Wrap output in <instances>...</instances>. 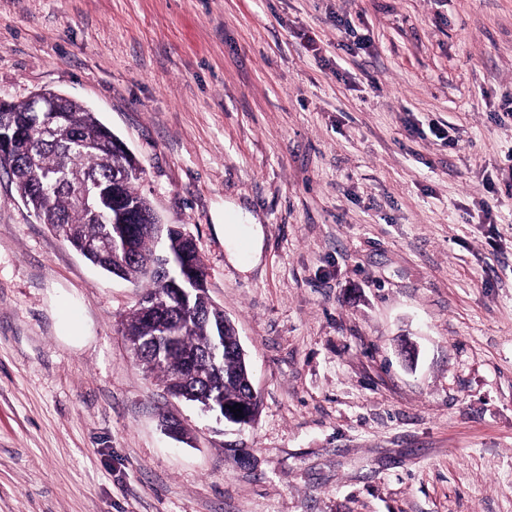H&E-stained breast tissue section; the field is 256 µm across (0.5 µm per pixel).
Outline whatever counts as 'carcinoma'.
<instances>
[{
  "instance_id": "obj_1",
  "label": "carcinoma",
  "mask_w": 512,
  "mask_h": 512,
  "mask_svg": "<svg viewBox=\"0 0 512 512\" xmlns=\"http://www.w3.org/2000/svg\"><path fill=\"white\" fill-rule=\"evenodd\" d=\"M0 118L18 136L16 149L0 154V169L42 223L93 265L143 289V297L167 301L163 314H147L137 306L123 323L133 358L162 378L174 397L217 411L224 405L242 408L254 418L258 400L249 386L250 369L238 352L234 326L207 295V269L192 238L167 232L158 241L151 202L137 190L144 170L136 157L113 152L112 130L66 98L59 99L55 112L19 107ZM48 120L62 127L59 136L43 133ZM118 201L136 205L147 216L136 223V253L130 257L110 248L86 251L90 243L112 235V204ZM161 244L166 252L185 256L202 275L180 297L170 294L169 284L152 268ZM214 349L221 353L220 364L208 377L192 378L185 361L201 359Z\"/></svg>"
}]
</instances>
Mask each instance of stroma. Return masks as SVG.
Masks as SVG:
<instances>
[{
    "label": "stroma",
    "mask_w": 512,
    "mask_h": 512,
    "mask_svg": "<svg viewBox=\"0 0 512 512\" xmlns=\"http://www.w3.org/2000/svg\"><path fill=\"white\" fill-rule=\"evenodd\" d=\"M43 89L192 236L259 413L171 397L1 171L0 512H512V0H0Z\"/></svg>",
    "instance_id": "stroma-1"
}]
</instances>
